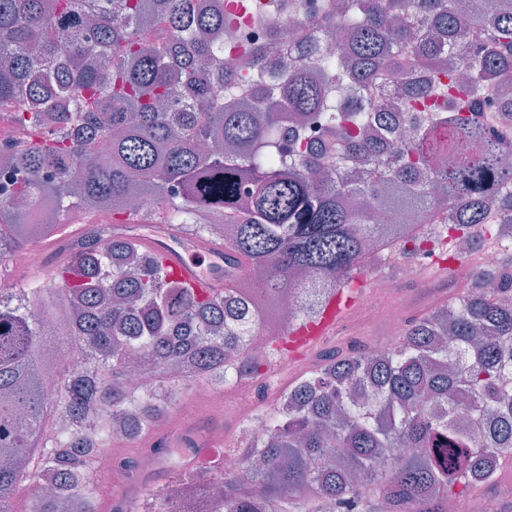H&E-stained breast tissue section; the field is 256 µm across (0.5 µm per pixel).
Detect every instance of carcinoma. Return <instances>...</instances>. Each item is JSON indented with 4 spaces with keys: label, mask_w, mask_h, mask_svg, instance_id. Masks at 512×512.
<instances>
[{
    "label": "carcinoma",
    "mask_w": 512,
    "mask_h": 512,
    "mask_svg": "<svg viewBox=\"0 0 512 512\" xmlns=\"http://www.w3.org/2000/svg\"><path fill=\"white\" fill-rule=\"evenodd\" d=\"M292 0L307 24L339 31L308 64L277 44L224 96L220 9L198 0H0V110L33 140L0 163L12 196L111 205L112 223L75 241L63 272L0 288V512L41 478L32 512H98L92 474L117 438L142 435L177 386L262 376L247 356L305 272L322 298L354 286L375 243L414 256L439 227L467 236L512 224V140L481 107L512 83V0ZM278 63L276 85L260 70ZM412 122L386 145L369 104L387 92ZM320 124L322 152L301 133ZM293 134L283 139L284 129ZM136 191L163 215L136 214ZM230 226L224 245L254 287L203 298L166 278L125 224ZM43 236L0 201V247ZM512 264L413 322L378 356L339 351L279 391L261 427L229 451L224 512H448V497L494 484L512 462ZM74 315L53 323L57 305ZM61 331L52 338L45 326ZM81 364L46 370L47 339ZM138 358L155 385L123 386ZM53 415V437L46 418Z\"/></svg>",
    "instance_id": "carcinoma-1"
}]
</instances>
